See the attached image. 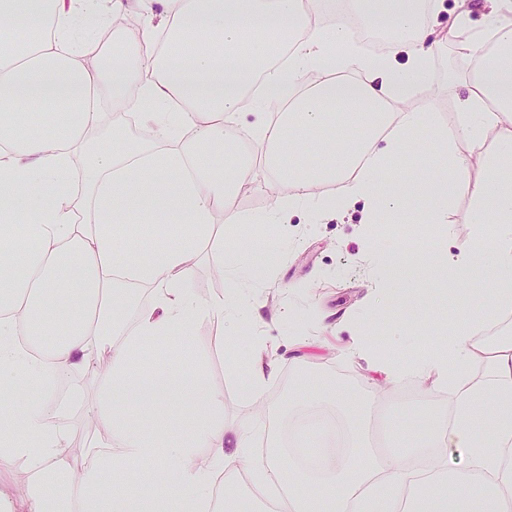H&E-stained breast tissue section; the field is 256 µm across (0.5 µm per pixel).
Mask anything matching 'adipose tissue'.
Here are the masks:
<instances>
[{"mask_svg": "<svg viewBox=\"0 0 512 512\" xmlns=\"http://www.w3.org/2000/svg\"><path fill=\"white\" fill-rule=\"evenodd\" d=\"M357 13L313 23L324 0H0V21L25 31L20 45L0 31V226L28 224L30 251L0 250V402L26 401L10 414L0 458H26L25 512H211L217 478L251 456L248 429L224 432V403L203 369L161 374L144 359L148 342L190 335L197 318L246 327L260 304L241 293L236 266L228 297L204 301L185 288L187 256L207 242L224 249L214 220L249 187V170H214L205 153L223 144L244 104L260 120L251 161L279 181L283 195L261 225L284 224L306 203L321 213L363 203L366 223L381 217L423 224L448 221V202L472 158L486 170L470 185L477 226L495 225L486 252L491 286L471 326L407 364L373 356L367 338L355 354L370 371L451 387L455 399L441 434L425 433L412 457L432 463L416 479L412 457L352 446L326 456L318 476L281 469L276 455L253 470L262 484H287L292 512H506L512 496V340L488 348L475 327L512 316V0H485L483 33L460 20L451 36L463 57H480L457 99V136L436 139L430 154L448 170L431 182L425 203L385 174L407 152L424 113L410 99L426 81L431 31L421 0H357ZM131 12L144 22L128 44L107 46L108 19ZM396 37L398 54L362 53L354 17ZM496 46L484 52V37ZM109 63H101L104 49ZM135 113L159 147L115 158L89 145L104 103ZM316 152L310 167L302 155ZM91 185L74 189L75 175ZM178 216L172 244L148 245L156 213ZM128 258L117 264L118 249ZM149 286L153 298L125 312L118 285ZM107 354L96 381L99 432L83 460L65 455L69 430L54 392L35 380L86 370ZM485 363L489 380L468 378ZM204 408L192 419L166 407L171 391ZM468 449L464 467L448 469V447ZM210 451L208 466L193 463ZM152 462L154 480L129 475ZM111 493H104V483Z\"/></svg>", "mask_w": 512, "mask_h": 512, "instance_id": "obj_1", "label": "adipose tissue"}]
</instances>
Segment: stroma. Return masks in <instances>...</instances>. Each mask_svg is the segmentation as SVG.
I'll return each instance as SVG.
<instances>
[{"instance_id":"stroma-1","label":"stroma","mask_w":512,"mask_h":512,"mask_svg":"<svg viewBox=\"0 0 512 512\" xmlns=\"http://www.w3.org/2000/svg\"><path fill=\"white\" fill-rule=\"evenodd\" d=\"M459 0H442L430 10L428 26L435 48L429 78L416 96L415 108L434 116L447 134L458 131L455 110L457 81L474 70L460 61L449 32L459 15ZM281 196L279 185L262 168L252 172V185L231 202L232 213L259 216ZM450 222L445 237L408 254L401 240L372 233L364 222L362 205H353L344 215L323 218L311 207L291 209V221L273 225L266 234L278 243L275 260L265 279L247 277L245 287L262 304L252 327L240 330L234 343L218 344L226 324L201 316L188 341L169 340L167 352L148 351L154 367L191 371L206 363L210 385L224 399V430L249 429L255 451L268 455L278 447V422L307 407L297 392L309 379H316L322 405L336 407L332 387L373 399L365 413L360 434L369 448L390 443L399 451L413 445L412 433H396V420L411 421L421 415L435 420L448 414L447 391L417 379L395 381L365 371L351 346L356 336L371 333L377 350L403 364L428 353L438 336L451 335L470 321L473 299L488 286L477 276L458 289L448 286V267L443 258L473 236L472 199L459 190L449 205ZM397 251L400 263L392 273L390 291L375 303L376 269ZM398 325L415 338L413 347L392 346L388 326ZM260 339L276 360L274 379L261 400L243 399L240 389L248 378L247 357L252 339ZM73 386L81 395V409L70 412L67 441L73 459H81L87 440L98 431L94 413L95 391L91 374L78 375Z\"/></svg>"}]
</instances>
